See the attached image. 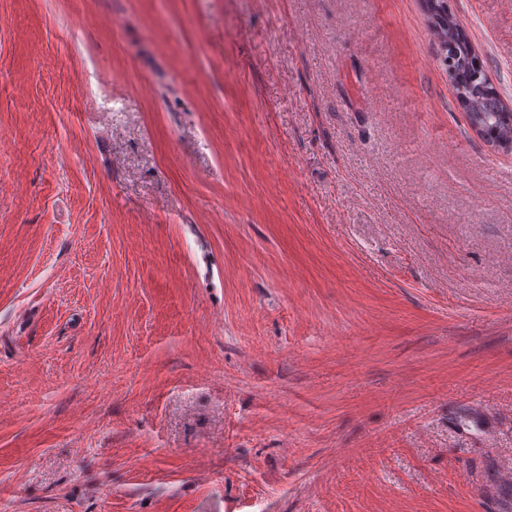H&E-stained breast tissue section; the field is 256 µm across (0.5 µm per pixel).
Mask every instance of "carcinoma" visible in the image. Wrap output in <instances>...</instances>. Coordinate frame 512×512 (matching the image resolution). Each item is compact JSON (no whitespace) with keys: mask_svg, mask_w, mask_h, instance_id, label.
Returning a JSON list of instances; mask_svg holds the SVG:
<instances>
[{"mask_svg":"<svg viewBox=\"0 0 512 512\" xmlns=\"http://www.w3.org/2000/svg\"><path fill=\"white\" fill-rule=\"evenodd\" d=\"M433 34L444 53L445 63L453 68V79L469 90L471 106L467 110L470 122L486 130H496L499 146L512 149V121L504 117L500 93L483 88V83L473 81L470 46L459 39L457 23L450 14L437 21L430 20Z\"/></svg>","mask_w":512,"mask_h":512,"instance_id":"carcinoma-1","label":"carcinoma"}]
</instances>
